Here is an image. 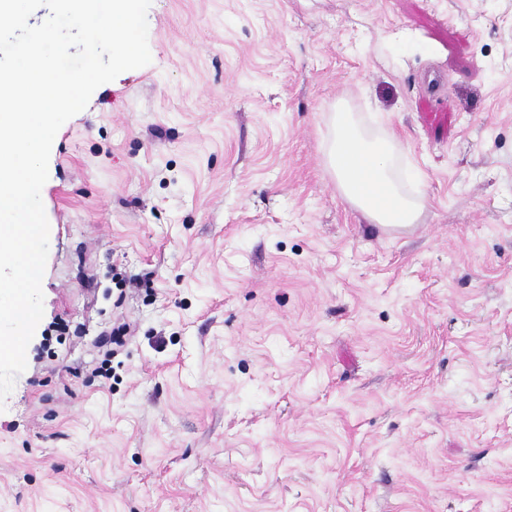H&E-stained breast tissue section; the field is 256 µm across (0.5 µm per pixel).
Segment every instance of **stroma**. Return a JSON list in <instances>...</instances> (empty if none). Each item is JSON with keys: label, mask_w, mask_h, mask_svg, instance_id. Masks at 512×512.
Returning a JSON list of instances; mask_svg holds the SVG:
<instances>
[{"label": "stroma", "mask_w": 512, "mask_h": 512, "mask_svg": "<svg viewBox=\"0 0 512 512\" xmlns=\"http://www.w3.org/2000/svg\"><path fill=\"white\" fill-rule=\"evenodd\" d=\"M147 21L150 64L52 145L0 512H512V0ZM340 108L396 136L419 228L337 191Z\"/></svg>", "instance_id": "stroma-1"}]
</instances>
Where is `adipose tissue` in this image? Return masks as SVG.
<instances>
[{
	"mask_svg": "<svg viewBox=\"0 0 512 512\" xmlns=\"http://www.w3.org/2000/svg\"><path fill=\"white\" fill-rule=\"evenodd\" d=\"M327 170L340 195L376 224L417 223L421 205L393 172L395 136L365 132L353 113L338 110L328 122Z\"/></svg>",
	"mask_w": 512,
	"mask_h": 512,
	"instance_id": "adipose-tissue-1",
	"label": "adipose tissue"
}]
</instances>
